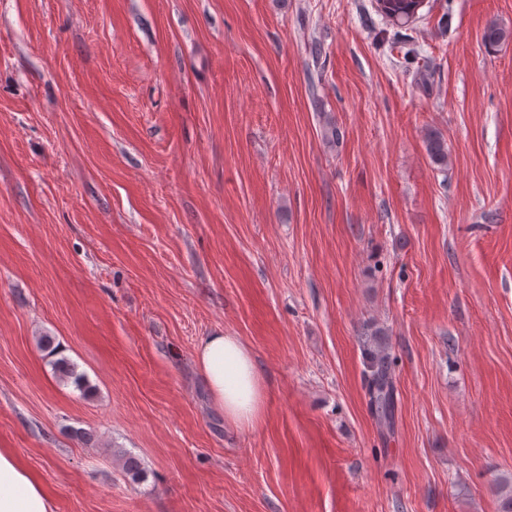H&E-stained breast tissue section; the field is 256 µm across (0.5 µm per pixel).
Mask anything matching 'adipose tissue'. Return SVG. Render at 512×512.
I'll return each mask as SVG.
<instances>
[{"mask_svg": "<svg viewBox=\"0 0 512 512\" xmlns=\"http://www.w3.org/2000/svg\"><path fill=\"white\" fill-rule=\"evenodd\" d=\"M195 363L212 405L234 428L257 427L266 391L262 372L239 337L218 331L205 337L195 351ZM0 512H54L52 498L40 481L9 448H0Z\"/></svg>", "mask_w": 512, "mask_h": 512, "instance_id": "1", "label": "adipose tissue"}]
</instances>
